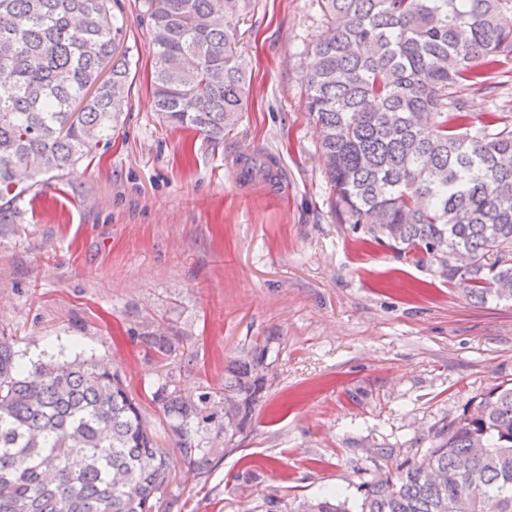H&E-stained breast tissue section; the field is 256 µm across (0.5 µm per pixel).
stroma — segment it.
Wrapping results in <instances>:
<instances>
[{"label": "stroma", "instance_id": "stroma-1", "mask_svg": "<svg viewBox=\"0 0 512 512\" xmlns=\"http://www.w3.org/2000/svg\"><path fill=\"white\" fill-rule=\"evenodd\" d=\"M131 61L125 118L70 173L41 176L0 226V334L26 363L65 351L124 373L158 448L173 453L153 382L183 394L224 385V365L273 337L265 401L209 474L174 468L169 512H293L359 487L430 445L471 398L512 380V302L476 304L438 263L417 266L336 223L305 107L319 0H248L227 21L248 106L223 144L163 123L147 77L139 0H117ZM469 112L512 113V54ZM272 156L284 193L236 185L235 159ZM180 338L170 357L141 337Z\"/></svg>", "mask_w": 512, "mask_h": 512}]
</instances>
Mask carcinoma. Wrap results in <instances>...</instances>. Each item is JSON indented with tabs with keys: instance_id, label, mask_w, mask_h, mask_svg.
Returning <instances> with one entry per match:
<instances>
[{
	"instance_id": "obj_1",
	"label": "carcinoma",
	"mask_w": 512,
	"mask_h": 512,
	"mask_svg": "<svg viewBox=\"0 0 512 512\" xmlns=\"http://www.w3.org/2000/svg\"><path fill=\"white\" fill-rule=\"evenodd\" d=\"M112 0H0V224L34 180L74 168L124 111L130 62ZM245 0H142L163 121L224 140L248 79L225 17ZM306 103L338 224L435 261L477 304L512 301V116L468 111L512 53V0H321ZM491 252L495 261H487ZM141 341L159 356L173 336ZM272 338L224 368L222 391L151 386L187 471L203 477L252 431L268 389ZM0 336V512H160L171 482L125 378L63 353L27 365ZM359 512H512V382L470 399L430 448L363 484ZM297 512H350L334 494Z\"/></svg>"
}]
</instances>
